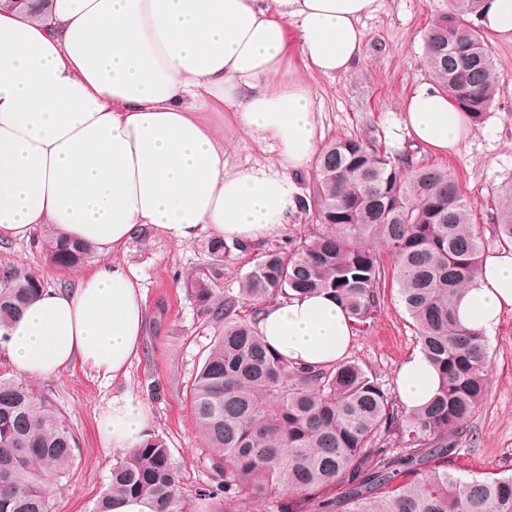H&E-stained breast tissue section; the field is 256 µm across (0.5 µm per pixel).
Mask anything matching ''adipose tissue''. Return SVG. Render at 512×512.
<instances>
[{"mask_svg": "<svg viewBox=\"0 0 512 512\" xmlns=\"http://www.w3.org/2000/svg\"><path fill=\"white\" fill-rule=\"evenodd\" d=\"M377 0H54L47 21L0 10V237L44 227L91 250L116 252L144 228L176 245L202 232L253 244L280 232L319 150L317 111L304 72L344 75L363 58V17ZM304 68L296 70L293 56ZM231 113L236 129L273 141L279 170L231 172L201 120ZM414 145L457 153L472 122L430 83L406 98ZM512 310V247L484 255L456 304L458 323L493 331ZM148 321L135 266L104 262L73 288H47L0 327V349L32 377L80 363L103 379L127 373ZM257 328L282 359L331 366L354 330L326 293L266 303ZM406 409L440 376L422 353L396 378ZM149 416L112 399L98 433L132 450Z\"/></svg>", "mask_w": 512, "mask_h": 512, "instance_id": "adipose-tissue-1", "label": "adipose tissue"}]
</instances>
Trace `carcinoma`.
Segmentation results:
<instances>
[{
    "label": "carcinoma",
    "instance_id": "carcinoma-1",
    "mask_svg": "<svg viewBox=\"0 0 512 512\" xmlns=\"http://www.w3.org/2000/svg\"><path fill=\"white\" fill-rule=\"evenodd\" d=\"M482 0H448V13L425 36L434 84L459 109L482 120L498 83L482 31L469 17ZM315 178L300 210L324 230L271 248L243 277L237 294L216 297L207 274L186 293L216 325L203 364L187 385L199 434L210 451L212 484L201 501L224 496V512H248L251 499L287 491L310 512H512V474L462 478L448 471L457 439L483 404L488 386L486 336L460 326L454 307L483 246L471 203L445 169L418 167L385 154L371 139L344 138L314 158ZM495 242L512 245V182L498 194ZM51 264H82L89 249L44 235ZM239 243L210 239L222 262ZM392 256L388 272L379 250ZM398 285L420 351L437 368L436 395L409 412L375 373L354 360L294 366L259 336L266 301L325 291L353 326L370 327L384 309L387 278ZM44 288L29 274L0 278V326ZM79 451L67 416L26 383L0 375V512H55L46 488L69 476ZM336 490L332 496L323 490ZM145 495L157 512H193L180 491L165 440L148 434L112 464L91 512L112 499Z\"/></svg>",
    "mask_w": 512,
    "mask_h": 512
}]
</instances>
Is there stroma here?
<instances>
[{"label":"stroma","instance_id":"1","mask_svg":"<svg viewBox=\"0 0 512 512\" xmlns=\"http://www.w3.org/2000/svg\"><path fill=\"white\" fill-rule=\"evenodd\" d=\"M447 10L448 0H377L375 11L361 21L365 40L360 66L342 76L310 73L306 80L320 112L322 143L370 138L390 156L409 158L417 166L448 169L471 200V221L492 252L497 248L492 241L496 191L512 180V42L488 41L499 79V106L474 123L458 154L437 156L414 145L399 123L404 100L415 86L430 79L424 59L425 31ZM201 118L223 136L228 170L240 171L257 163L277 166V145L237 131L230 126L228 113L205 112ZM319 229L311 216L300 213L283 231L261 239L248 251L233 252L214 279L216 294L237 293L242 278L266 249ZM208 239L204 233L178 246L149 230L133 239L125 251L114 253L115 261L140 268L149 314L146 334L126 376L105 380L75 364L49 377L29 378L37 396L52 400L79 438L73 471L53 491L56 512H89L105 486L121 451L101 442L97 418L115 397H132L148 409V430L167 442L185 499L194 500L199 488L210 482L209 451L202 445L185 389L208 352L213 328L184 288L187 278L211 263L205 248ZM102 259V254L93 253L81 265L61 270L49 262L36 237L0 239V271L31 273L52 288L73 286ZM488 344L487 397L448 463L449 470L461 477L512 473V310L503 313ZM417 349L397 286L387 284L382 313L369 328L355 332L348 357L375 372L391 389L400 365Z\"/></svg>","mask_w":512,"mask_h":512}]
</instances>
